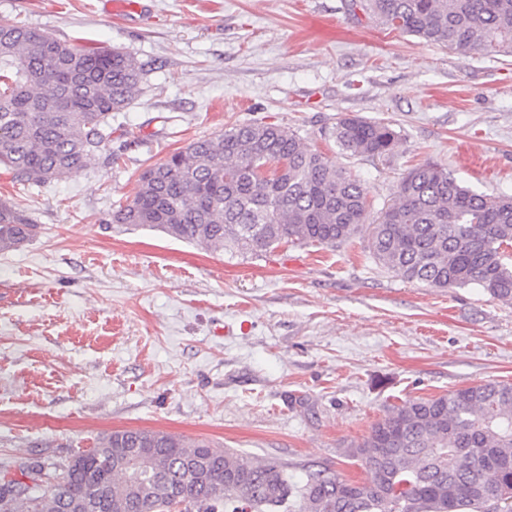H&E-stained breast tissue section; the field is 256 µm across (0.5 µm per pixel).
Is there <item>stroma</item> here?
I'll return each mask as SVG.
<instances>
[{"label": "stroma", "mask_w": 512, "mask_h": 512, "mask_svg": "<svg viewBox=\"0 0 512 512\" xmlns=\"http://www.w3.org/2000/svg\"><path fill=\"white\" fill-rule=\"evenodd\" d=\"M0 0V24L118 48L145 76L85 167L42 185L0 169V201L37 236L0 251V466L62 461L116 430L208 440L360 480L348 448L394 406L512 382V304L410 283L363 238L217 255L113 224L139 173L255 120L294 130L360 180L371 215L413 165L512 195V56L460 54L388 29L348 0ZM348 115L400 132L381 160L343 154Z\"/></svg>", "instance_id": "obj_1"}]
</instances>
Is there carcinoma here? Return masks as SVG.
Segmentation results:
<instances>
[{
    "mask_svg": "<svg viewBox=\"0 0 512 512\" xmlns=\"http://www.w3.org/2000/svg\"><path fill=\"white\" fill-rule=\"evenodd\" d=\"M387 28L461 54H512V0H350ZM143 70L117 48H80L22 25H0V168L45 184L83 168L112 136V113L141 91ZM351 156L379 159L400 133L345 117L332 132ZM360 181L291 130L254 121L199 139L146 168L112 223L147 227L204 250L260 257L280 246H330L368 231L377 264L435 288L471 284L512 303V196L479 194L448 168L408 169L373 221ZM38 225L0 203V250ZM357 482L253 460L202 440L115 431L47 477L0 472V512H512V383L489 381L393 408L349 449Z\"/></svg>",
    "mask_w": 512,
    "mask_h": 512,
    "instance_id": "1",
    "label": "carcinoma"
}]
</instances>
